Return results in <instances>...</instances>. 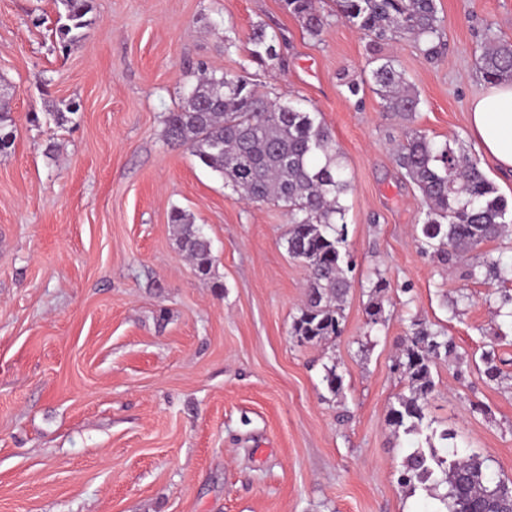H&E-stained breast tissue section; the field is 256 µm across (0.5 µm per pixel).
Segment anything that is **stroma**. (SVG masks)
<instances>
[{"mask_svg": "<svg viewBox=\"0 0 512 512\" xmlns=\"http://www.w3.org/2000/svg\"><path fill=\"white\" fill-rule=\"evenodd\" d=\"M92 5L84 38L64 45L59 0H0V94L15 127L0 155V512H440L446 484L398 480L416 448L475 452L512 479V318L497 312L512 281L481 267L512 264V235L453 264L422 250L418 193L391 151L406 127L424 130L477 159L512 204V177L468 126L486 87L475 52L490 31L512 41V0H437L440 60L381 44L420 95L409 122L386 111L367 81L369 41L339 17L314 38L281 0ZM257 24L276 38L267 72L247 59ZM202 66L254 74L333 135L352 178L336 340L291 334L309 273L287 252L285 211L245 200L164 139ZM175 208L210 238V275L178 249ZM378 275L387 320L373 326ZM418 323L455 352L432 366L425 420L409 432L389 413ZM332 364L336 394L323 381Z\"/></svg>", "mask_w": 512, "mask_h": 512, "instance_id": "obj_1", "label": "stroma"}]
</instances>
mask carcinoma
I'll list each match as a JSON object with an SVG mask.
<instances>
[{
	"label": "carcinoma",
	"instance_id": "carcinoma-1",
	"mask_svg": "<svg viewBox=\"0 0 512 512\" xmlns=\"http://www.w3.org/2000/svg\"><path fill=\"white\" fill-rule=\"evenodd\" d=\"M64 13L56 29L61 40L76 41L93 24L92 0H59ZM336 16L362 31L376 45L396 37L414 42L430 60L442 52L443 20L436 0H333ZM284 8L313 38L327 24L315 0H283ZM249 62L262 69L278 58L274 37L258 24L249 36ZM477 69L484 81H512V42L490 36L481 45ZM375 92L385 108L403 117L419 110L421 99L388 58L371 70ZM9 101L0 97V154L13 143L7 129ZM164 135L173 147H185L201 164L218 173L243 198L284 208L291 224L288 254L303 262L310 285L292 335L301 343H321L341 335L343 299L351 288L346 275L342 197L351 189L342 156L330 130L298 103L271 100L257 84L237 73L205 71L185 96L183 105L164 119ZM396 165L419 193L423 206L422 248L448 260L497 239L512 224L508 202L477 160L448 144L438 145L417 128L405 131L394 153ZM179 249L206 276L214 261L211 240L188 214L172 210ZM376 294L366 309L368 323L385 322L383 277L372 282ZM455 352L448 337L418 326L407 337L397 364L407 379L409 395L399 397L390 423L420 429L425 404L434 390L431 367ZM448 461L415 449L406 455L400 482L429 480L440 470L448 485V512H512V482L491 470L477 453L452 451Z\"/></svg>",
	"mask_w": 512,
	"mask_h": 512
}]
</instances>
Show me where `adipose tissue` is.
<instances>
[{
    "label": "adipose tissue",
    "mask_w": 512,
    "mask_h": 512,
    "mask_svg": "<svg viewBox=\"0 0 512 512\" xmlns=\"http://www.w3.org/2000/svg\"><path fill=\"white\" fill-rule=\"evenodd\" d=\"M470 130L499 171L512 176V83L490 85L471 103Z\"/></svg>",
    "instance_id": "ef3b65f1"
}]
</instances>
